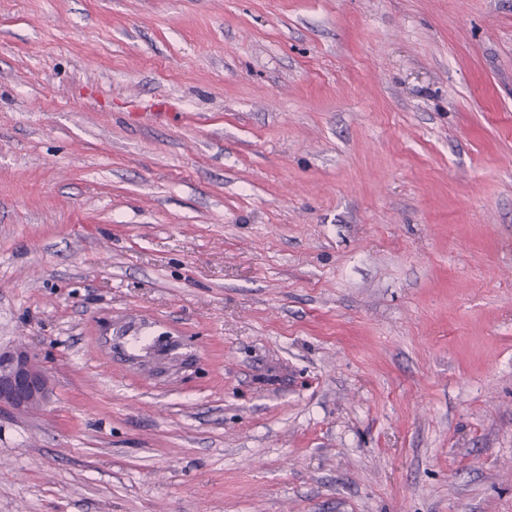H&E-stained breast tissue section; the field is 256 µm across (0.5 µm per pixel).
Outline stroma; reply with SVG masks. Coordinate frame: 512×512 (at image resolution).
<instances>
[{"mask_svg": "<svg viewBox=\"0 0 512 512\" xmlns=\"http://www.w3.org/2000/svg\"><path fill=\"white\" fill-rule=\"evenodd\" d=\"M0 512H512V0H0ZM46 370L24 345L0 348V410L28 413L45 404L50 395Z\"/></svg>", "mask_w": 512, "mask_h": 512, "instance_id": "stroma-1", "label": "stroma"}]
</instances>
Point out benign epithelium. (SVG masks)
I'll use <instances>...</instances> for the list:
<instances>
[{
    "label": "benign epithelium",
    "instance_id": "7a95c632",
    "mask_svg": "<svg viewBox=\"0 0 512 512\" xmlns=\"http://www.w3.org/2000/svg\"><path fill=\"white\" fill-rule=\"evenodd\" d=\"M49 377L37 356L24 345L0 348V410L24 414L45 404Z\"/></svg>",
    "mask_w": 512,
    "mask_h": 512
}]
</instances>
